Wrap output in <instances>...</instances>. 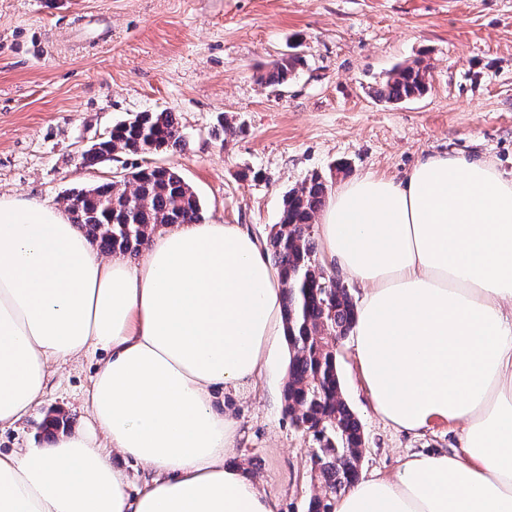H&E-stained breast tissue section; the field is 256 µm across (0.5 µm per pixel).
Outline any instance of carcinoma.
Segmentation results:
<instances>
[{
    "label": "carcinoma",
    "mask_w": 512,
    "mask_h": 512,
    "mask_svg": "<svg viewBox=\"0 0 512 512\" xmlns=\"http://www.w3.org/2000/svg\"><path fill=\"white\" fill-rule=\"evenodd\" d=\"M303 64L299 54L280 58L258 79L274 89L284 87ZM427 90V71L413 63L391 70L377 94L382 100L399 102ZM182 141L174 113L141 112L113 127L97 151L85 154L84 161L97 165L119 153L142 156L173 151ZM328 191V179L318 172L290 190L266 245L283 289L289 352L284 410L318 448L311 457V469L324 492L310 498L307 512H333L336 496L359 476L365 444L361 424L343 398L336 348L330 341L354 329L357 307L348 288L319 263L313 233L315 216ZM72 199L68 204L72 223L101 250L127 259L139 256L157 228L201 220L197 197L178 171L165 166H137L120 180L73 193Z\"/></svg>",
    "instance_id": "1"
}]
</instances>
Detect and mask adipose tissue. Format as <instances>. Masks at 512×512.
<instances>
[{"label": "adipose tissue", "mask_w": 512, "mask_h": 512, "mask_svg": "<svg viewBox=\"0 0 512 512\" xmlns=\"http://www.w3.org/2000/svg\"><path fill=\"white\" fill-rule=\"evenodd\" d=\"M325 259L359 284L355 350L377 416L458 450L416 453L351 484L334 512H512V181L431 154L403 178L343 182ZM282 286L236 224H175L140 265L101 258L56 206L0 195V425L37 405L49 362L104 351L90 419L53 448L0 452V512H277L224 457L218 391L255 379ZM150 479L130 492L123 462Z\"/></svg>", "instance_id": "1"}]
</instances>
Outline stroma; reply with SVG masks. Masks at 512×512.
<instances>
[{"instance_id":"1","label":"stroma","mask_w":512,"mask_h":512,"mask_svg":"<svg viewBox=\"0 0 512 512\" xmlns=\"http://www.w3.org/2000/svg\"><path fill=\"white\" fill-rule=\"evenodd\" d=\"M292 51L305 59L283 93L258 76ZM418 62L430 87L399 104L376 94ZM170 111L180 149L85 165L82 152L140 112ZM240 126L223 137V121ZM493 163L512 179V0H0V193L66 207L68 196L131 166L177 169L205 221L267 240L282 200L314 172L330 187L403 177L424 156ZM343 395L366 445L360 477L394 475L411 453L454 451L453 426L406 434L374 413L352 338L336 347ZM98 359L56 367L41 399L0 427V451L43 447L45 419L70 429ZM288 348L252 383L219 394L237 424L226 457L280 512H307L320 483L313 443L284 412Z\"/></svg>"}]
</instances>
